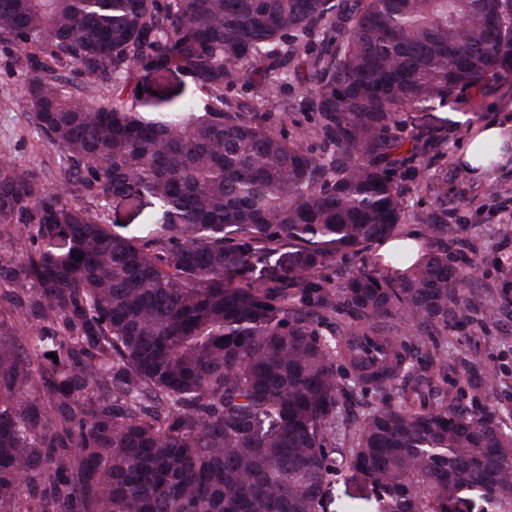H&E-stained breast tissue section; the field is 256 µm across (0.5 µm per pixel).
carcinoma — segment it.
<instances>
[{"mask_svg": "<svg viewBox=\"0 0 512 512\" xmlns=\"http://www.w3.org/2000/svg\"><path fill=\"white\" fill-rule=\"evenodd\" d=\"M0 42L70 162L52 188L0 162V227H23L0 266V512H325L342 461L376 512H464L465 490L512 512L496 413L320 317L351 315L350 336L467 323L479 259L431 246L392 254V278L379 257L334 291L314 278L397 235L404 146L436 112L512 77V0H0ZM73 65L103 102L70 90ZM303 66L307 89L276 97ZM172 68L194 94L139 111ZM116 198L149 199L153 234L112 231ZM284 247L282 275L257 267ZM499 288L512 305V265ZM338 360L402 400L338 428Z\"/></svg>", "mask_w": 512, "mask_h": 512, "instance_id": "cac0c4a2", "label": "carcinoma"}]
</instances>
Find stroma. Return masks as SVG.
Instances as JSON below:
<instances>
[{
    "label": "stroma",
    "mask_w": 512,
    "mask_h": 512,
    "mask_svg": "<svg viewBox=\"0 0 512 512\" xmlns=\"http://www.w3.org/2000/svg\"><path fill=\"white\" fill-rule=\"evenodd\" d=\"M22 53L0 42V159L22 168H41L47 184L64 173L67 162L61 152L38 132L34 115L24 97ZM455 120L427 135L428 146L399 172L406 221L399 227L404 236L427 244L431 223L455 226L446 246L453 261L479 254L483 263L466 292L479 305L468 324H449L447 337L437 338L436 353H427L415 326L394 319L382 324L384 334L408 343L414 365L422 373L447 376L449 397L456 405L473 411H496L512 426V314L485 319L482 309L498 298L500 268L512 262V153L492 168L477 172L463 162L465 147L474 129L485 120L512 122V85L488 81L457 97L448 106ZM426 191H416V183ZM496 380L493 390L478 389L485 376ZM341 416L354 426L381 401L401 399L400 386L386 395L365 392L349 376H339Z\"/></svg>",
    "instance_id": "obj_1"
}]
</instances>
